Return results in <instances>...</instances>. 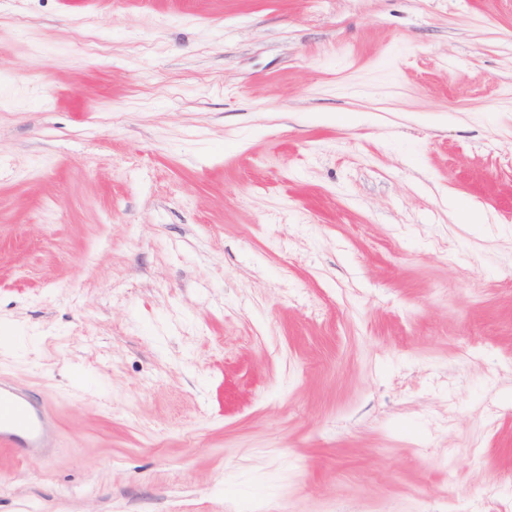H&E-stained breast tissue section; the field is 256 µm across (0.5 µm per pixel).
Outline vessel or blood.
Here are the masks:
<instances>
[{
    "label": "vessel or blood",
    "mask_w": 512,
    "mask_h": 512,
    "mask_svg": "<svg viewBox=\"0 0 512 512\" xmlns=\"http://www.w3.org/2000/svg\"><path fill=\"white\" fill-rule=\"evenodd\" d=\"M55 446L54 419L46 399L0 379V447L23 457H48Z\"/></svg>",
    "instance_id": "1"
}]
</instances>
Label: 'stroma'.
<instances>
[{
    "mask_svg": "<svg viewBox=\"0 0 512 512\" xmlns=\"http://www.w3.org/2000/svg\"><path fill=\"white\" fill-rule=\"evenodd\" d=\"M0 512H512V0H0ZM0 447L26 458L50 457L56 448L54 419L37 392L0 379Z\"/></svg>",
    "mask_w": 512,
    "mask_h": 512,
    "instance_id": "1",
    "label": "stroma"
}]
</instances>
